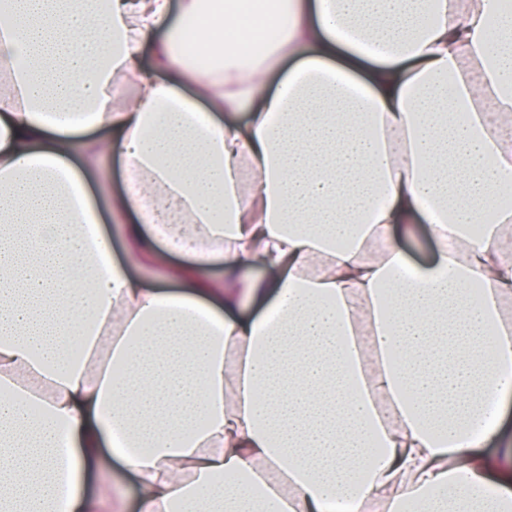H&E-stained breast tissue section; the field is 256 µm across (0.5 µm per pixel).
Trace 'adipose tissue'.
Returning a JSON list of instances; mask_svg holds the SVG:
<instances>
[{
    "instance_id": "obj_1",
    "label": "adipose tissue",
    "mask_w": 512,
    "mask_h": 512,
    "mask_svg": "<svg viewBox=\"0 0 512 512\" xmlns=\"http://www.w3.org/2000/svg\"><path fill=\"white\" fill-rule=\"evenodd\" d=\"M275 19L257 57L226 36L240 6L217 25L199 0H0V512H100L104 447L141 512H512V463L485 452L512 397V209L484 215L512 195V10ZM116 158L133 189L103 207ZM416 216L423 267L391 240ZM163 234L185 291L131 272ZM92 188L102 202H104L109 195L122 190V169L117 159H113L110 169L105 171L101 177L92 184Z\"/></svg>"
}]
</instances>
